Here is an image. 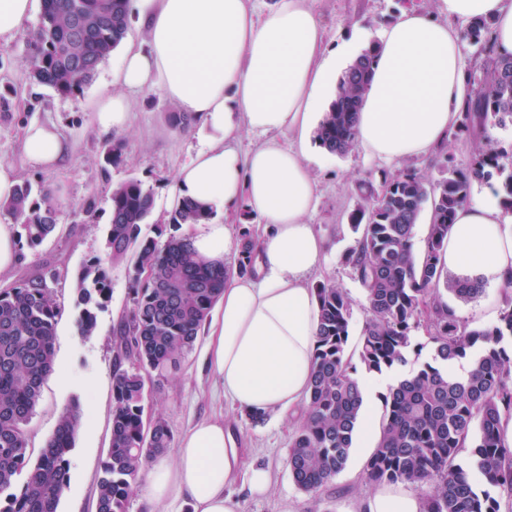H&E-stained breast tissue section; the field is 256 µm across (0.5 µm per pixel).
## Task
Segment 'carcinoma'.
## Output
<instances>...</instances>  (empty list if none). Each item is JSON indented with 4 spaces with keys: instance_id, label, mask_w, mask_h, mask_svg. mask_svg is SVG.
Returning a JSON list of instances; mask_svg holds the SVG:
<instances>
[{
    "instance_id": "obj_1",
    "label": "carcinoma",
    "mask_w": 512,
    "mask_h": 512,
    "mask_svg": "<svg viewBox=\"0 0 512 512\" xmlns=\"http://www.w3.org/2000/svg\"><path fill=\"white\" fill-rule=\"evenodd\" d=\"M129 0H43V11L28 60V79L75 97L95 77L128 31ZM491 22H473L462 35L483 58V79L466 94L461 121L450 135L475 140L467 168L448 170L435 182L407 169L386 174L382 183H360L359 202L349 224L359 234L346 261L369 300V318L355 351H349L351 302L343 288L316 285L320 305L315 370L305 412L289 456L293 482L314 492L346 466L361 419L359 375L399 371L425 344L414 331L423 328L432 344L428 361L401 376L381 396L384 417L379 442L364 466L370 485L432 483L422 497V512H512V447L502 422L512 419V300H504L498 321L470 327L442 298L446 284L459 299L481 293L473 277L448 278L441 262L453 217L471 199L473 178H502L501 202L512 208V156L487 136L512 124V56L494 54ZM374 56L355 60L339 83L338 97L320 123L315 140L336 155L356 146L355 118L367 90ZM432 223L419 255L414 227L424 206ZM154 208V196L138 179L112 189L107 230L109 259L133 254L132 307L113 330L117 359L112 382L111 443L102 463L95 512H128L131 484L140 464L171 446L168 421L149 410L146 375L164 376L177 367L199 336L217 303L226 270L198 261L185 234L164 243L141 235ZM0 214L20 223L22 246L41 245L56 230L59 207L47 192L33 197L23 182ZM210 214L191 201L176 206L175 228L199 224ZM237 271H253L254 242L242 234ZM79 323L93 333L97 311L110 288L101 260L78 274ZM59 307L46 275L34 274L0 290V512H58L68 482V455L80 423L74 401L56 431L29 465L24 426L41 398L45 377L54 369ZM466 360L458 377L451 367ZM26 474L19 491L17 477Z\"/></svg>"
}]
</instances>
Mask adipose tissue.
<instances>
[{"label":"adipose tissue","instance_id":"ef3b65f1","mask_svg":"<svg viewBox=\"0 0 512 512\" xmlns=\"http://www.w3.org/2000/svg\"><path fill=\"white\" fill-rule=\"evenodd\" d=\"M314 2L274 0L259 14L253 0H131L143 37L125 40L112 72L117 90L103 95L91 115L98 131H123L131 119L129 92L158 87L198 124L204 144L179 170L173 200L210 210L209 220L186 228L204 261L229 267L230 223L240 213L261 224L255 271L230 272L204 351L225 398L247 413L293 409L312 380L319 302L307 278L324 265L330 241L306 220L316 193L306 160L341 72L374 51L356 143L365 155L393 162L433 155L456 123L465 92L461 27L490 20L496 53L512 55V0H435V11L404 10L375 37L355 26L332 49ZM244 129L265 142L242 152ZM69 151L55 123L25 126L29 167L55 170ZM497 190L483 184L458 210L442 260L505 287L512 283V211L497 203ZM240 454L222 417L198 420L172 458L141 465L149 512L179 501L191 512H241L229 491ZM421 508L420 496L402 483L376 488L359 503V512Z\"/></svg>","mask_w":512,"mask_h":512}]
</instances>
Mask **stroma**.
<instances>
[{
	"label": "stroma",
	"instance_id": "stroma-1",
	"mask_svg": "<svg viewBox=\"0 0 512 512\" xmlns=\"http://www.w3.org/2000/svg\"><path fill=\"white\" fill-rule=\"evenodd\" d=\"M316 9L323 21L325 39L333 46L350 35L356 18L366 17L368 27L376 30L399 15L404 6L399 0H317ZM38 24L35 18L26 21L16 38L0 47V94L11 102L10 112H0V162L20 165L21 180L51 188L61 208L60 224L57 233L40 247L26 251L13 271L0 275V288L36 273L54 270L59 274L51 283L61 309L56 326L55 369L52 377L46 378L41 400L26 426L28 458L37 461L63 411L72 402H79L81 424L69 454V480L58 512H94L101 464L111 439L112 378L117 358L113 329L132 306L131 260H108L111 193L121 182L141 180L154 194V208L142 226L143 234L154 237L161 232L172 233L168 223L173 210L171 188L178 169L201 140L197 126H172L173 106L158 88L134 95L132 119L126 130L110 135L98 133L89 116L97 98L113 89L115 59L105 61L75 98L61 97L49 87L30 83L26 76L30 34ZM33 120L55 123L72 141L71 156L56 170H34L22 164L20 133ZM115 143L122 146V160L110 165L105 154ZM471 150V141L451 138L427 162H384L355 149L326 165L311 163L316 205L308 221L332 236L336 247L309 282L331 281L347 291L352 307L351 342H358L368 317L365 293L344 260L357 241L347 220L358 201L354 180L377 184L383 175L413 168L433 182L447 176L449 168L465 165ZM90 200L95 203L91 215L84 210ZM93 257L106 260L111 293L106 308L97 314L93 334L85 336L78 327L76 278ZM443 298L472 326L483 328L496 323L502 304L499 291L489 285L470 301L459 300L448 291ZM205 343V338H198L179 368L162 379L152 402L153 410L168 420L173 436H181L204 416L224 413L236 430L239 446L247 452V462L273 475V484L265 494L253 496L240 491L242 512H356L358 499L370 490L363 475L369 450L354 449L346 468L328 486L314 493L299 490L288 467L295 421L269 415L255 424L232 408L204 364Z\"/></svg>",
	"mask_w": 512,
	"mask_h": 512
}]
</instances>
